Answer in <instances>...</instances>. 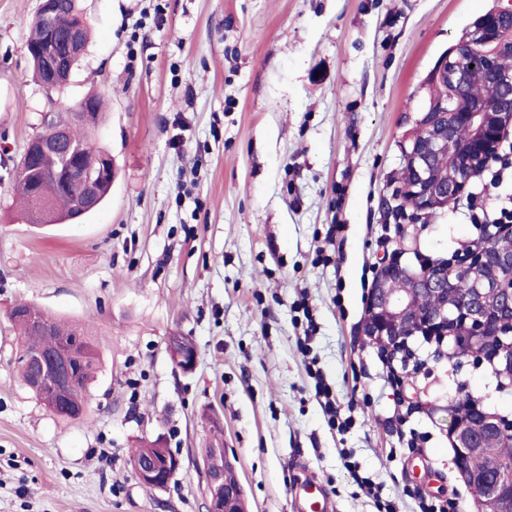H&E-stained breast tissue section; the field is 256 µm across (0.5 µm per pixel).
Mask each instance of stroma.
Wrapping results in <instances>:
<instances>
[{
    "instance_id": "1",
    "label": "stroma",
    "mask_w": 512,
    "mask_h": 512,
    "mask_svg": "<svg viewBox=\"0 0 512 512\" xmlns=\"http://www.w3.org/2000/svg\"><path fill=\"white\" fill-rule=\"evenodd\" d=\"M38 4L0 0V512H206L211 414L247 512H298L308 476L332 512H412L411 489L476 512L448 407L468 394L512 418V387L420 337L393 386L363 324L392 255L414 269L448 258L480 236L468 201L512 197L510 154L499 182L479 171L419 223L392 209L430 71L502 0H79L91 40L52 92L26 50ZM93 88L111 194L81 221L28 223L13 201L27 141ZM19 302L91 325L87 418L58 417L20 379ZM174 335L193 340L194 371L173 365ZM314 368L351 409L346 431ZM411 431L418 448L401 453ZM159 437L183 468L154 489L130 457ZM317 383L315 386L316 396L321 399V406L325 415L329 416L331 423H336V427L339 431L346 430L352 423L351 416L345 418L343 421H339V408L336 406V398L333 395L328 384L323 380L319 371L315 373Z\"/></svg>"
}]
</instances>
